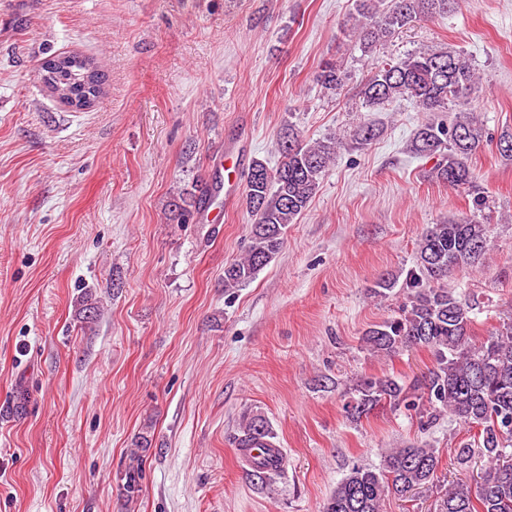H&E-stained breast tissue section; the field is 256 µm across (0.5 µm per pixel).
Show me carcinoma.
Returning a JSON list of instances; mask_svg holds the SVG:
<instances>
[{"instance_id":"1","label":"carcinoma","mask_w":512,"mask_h":512,"mask_svg":"<svg viewBox=\"0 0 512 512\" xmlns=\"http://www.w3.org/2000/svg\"><path fill=\"white\" fill-rule=\"evenodd\" d=\"M452 0H355L350 32L364 53H371L417 18L448 12ZM43 84L60 102L75 110L91 107L103 92L104 73L94 59L79 53L58 54L42 63ZM325 89L345 85L348 73L326 62L316 76ZM478 76L462 51L420 49L395 63L375 66L360 84L358 95L371 112L400 99L420 112H447L468 102ZM380 134L372 123L358 127L355 141L371 143ZM488 141L484 124L472 112L454 119L426 122L417 130L413 151L436 159L432 174L453 190L476 188L472 156ZM281 161L274 167L254 160L248 167L242 193L253 218L245 255L224 267V288L253 282L285 243L288 225L297 222L319 190L323 176L343 143L334 137L305 142L288 126L280 136ZM212 196L203 184L173 197L170 207L187 221ZM490 242L486 218L452 217L424 230L417 242L416 264L403 282L392 275L376 281L373 294L385 298L401 287L404 302L395 316L366 329L362 349L378 359L404 351L427 350L432 367L406 382L393 375L367 376L344 391L346 417L357 421L382 405L404 410L419 431L432 428L449 414L476 433L458 442L453 458L456 480L446 484L438 476L439 452L423 443L381 452L376 468L356 466L337 483L323 512H384L390 498L407 499L417 491L437 494L435 512H512V318L484 341L472 340L477 301L461 298L448 288V278L460 270L475 271ZM99 312L91 296L81 301L83 322ZM276 434L264 415L246 413L233 444L248 462L246 479L266 487L284 473L253 460V447H276ZM476 458L485 470L476 486L467 473ZM144 456L131 453L123 490L129 500L142 492Z\"/></svg>"}]
</instances>
